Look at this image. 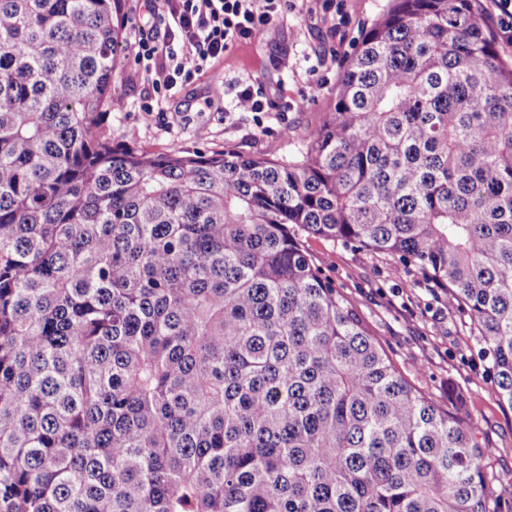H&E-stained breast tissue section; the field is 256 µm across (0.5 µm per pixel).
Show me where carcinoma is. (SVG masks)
<instances>
[{
	"instance_id": "carcinoma-1",
	"label": "carcinoma",
	"mask_w": 512,
	"mask_h": 512,
	"mask_svg": "<svg viewBox=\"0 0 512 512\" xmlns=\"http://www.w3.org/2000/svg\"><path fill=\"white\" fill-rule=\"evenodd\" d=\"M126 0H0V512H498L302 237L415 265L512 409V62L388 0L296 156L116 141Z\"/></svg>"
}]
</instances>
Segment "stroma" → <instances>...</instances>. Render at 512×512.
<instances>
[{
	"instance_id": "35a3bbf8",
	"label": "stroma",
	"mask_w": 512,
	"mask_h": 512,
	"mask_svg": "<svg viewBox=\"0 0 512 512\" xmlns=\"http://www.w3.org/2000/svg\"><path fill=\"white\" fill-rule=\"evenodd\" d=\"M387 0H304L260 41L212 62L193 83L173 91L154 112L141 111L151 91L134 61L147 0H127L125 40L114 75L119 91L108 107L117 140L156 153L230 150L279 159L308 143L334 105L338 78L362 30ZM262 87L261 114L236 112L246 85ZM304 247L322 276L350 300L396 367L421 393L477 429L493 449L489 473L512 512V410L494 395L491 357L449 293L392 255L320 237Z\"/></svg>"
}]
</instances>
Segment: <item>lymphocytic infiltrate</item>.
I'll return each instance as SVG.
<instances>
[{"label":"lymphocytic infiltrate","mask_w":512,"mask_h":512,"mask_svg":"<svg viewBox=\"0 0 512 512\" xmlns=\"http://www.w3.org/2000/svg\"><path fill=\"white\" fill-rule=\"evenodd\" d=\"M163 37L142 35L135 56L155 70L154 92L191 82L208 61L255 41L278 23L294 0H163Z\"/></svg>","instance_id":"f902f5d3"}]
</instances>
